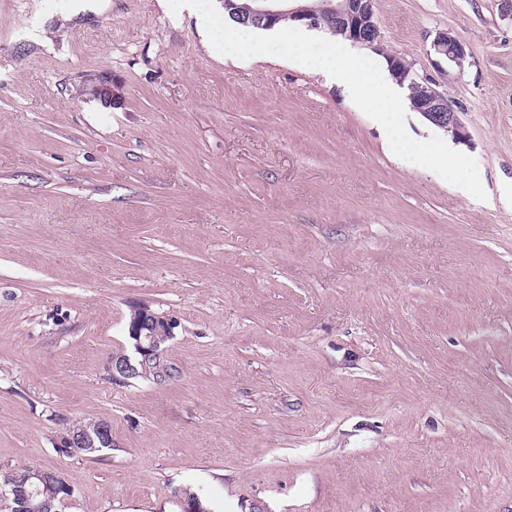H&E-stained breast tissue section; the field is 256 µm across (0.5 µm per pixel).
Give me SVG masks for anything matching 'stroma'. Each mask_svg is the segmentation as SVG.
Segmentation results:
<instances>
[{
    "mask_svg": "<svg viewBox=\"0 0 512 512\" xmlns=\"http://www.w3.org/2000/svg\"><path fill=\"white\" fill-rule=\"evenodd\" d=\"M374 10L350 50L459 103L486 201L167 0H0V477L62 472L59 512H512V19ZM139 305L178 322L171 378L107 371ZM99 418L111 449L58 452ZM433 47L437 54L446 58L450 66L460 68L466 58L464 46L451 32L440 33Z\"/></svg>",
    "mask_w": 512,
    "mask_h": 512,
    "instance_id": "stroma-1",
    "label": "stroma"
}]
</instances>
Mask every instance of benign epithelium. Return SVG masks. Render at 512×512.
<instances>
[{"mask_svg":"<svg viewBox=\"0 0 512 512\" xmlns=\"http://www.w3.org/2000/svg\"><path fill=\"white\" fill-rule=\"evenodd\" d=\"M290 0H224V12L240 23H255L262 27L274 26L282 17L308 28L325 27L330 33L342 34L345 38L369 47H375L380 39V25L374 11V0H309V3L289 6ZM437 54L448 61V65L461 67L466 51L462 43L450 32H442L433 44ZM389 65L393 78L407 86L414 110L432 125L445 130L458 141H467L468 132L460 118V112L452 100L438 91L435 83L418 76L404 59L391 56ZM176 321L158 314L147 306L133 310L128 326V336L133 341L138 358L131 360L126 355H114L108 362V372L114 380H126L139 370L164 367L163 346L173 338ZM112 447V427L105 419L92 420L70 427L60 434L56 448L67 453L76 448L97 451ZM27 476L43 483L52 482L61 487L64 497L72 495L73 489L65 477L54 470L31 467ZM18 512H53L47 501L35 503L25 492L16 493Z\"/></svg>","mask_w":512,"mask_h":512,"instance_id":"7a95c632","label":"benign epithelium"}]
</instances>
